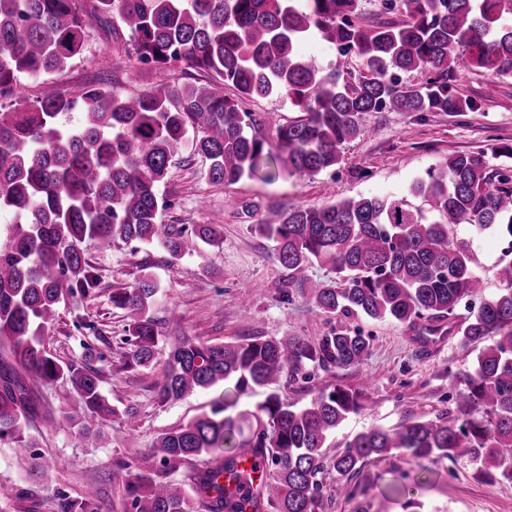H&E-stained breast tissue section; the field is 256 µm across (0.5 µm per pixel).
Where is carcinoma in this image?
<instances>
[{
	"label": "carcinoma",
	"instance_id": "1",
	"mask_svg": "<svg viewBox=\"0 0 512 512\" xmlns=\"http://www.w3.org/2000/svg\"><path fill=\"white\" fill-rule=\"evenodd\" d=\"M363 0H95L92 17L104 29L128 32L127 53L162 74L176 63L212 80L177 87L160 79L131 96L98 81L73 96L48 93L33 103L16 99L23 76L62 71L83 58L88 24L79 0H0V440L39 415L31 383L64 379L79 408L62 422L87 441L102 437L112 418H126L100 390L90 365L95 347L82 343L77 360L62 361L41 341L58 310L97 287L81 245L103 251L118 242L157 246L170 262L182 258L184 229L163 224L170 161L187 138L209 161V178L232 185L244 177L273 181L285 172L311 179L341 163L343 146L361 136L365 112H445L474 108L458 93L465 65L497 78L512 77V0H383L401 18L368 21ZM318 36L357 65L325 71L298 53ZM419 73L418 84L400 79ZM235 96L224 95V86ZM283 96L302 113L278 129L277 150L257 136L243 102ZM410 193L437 218L403 196H361L327 208L272 210L257 225L275 242L288 272L285 289L319 313L336 317L317 339L251 336L208 344L181 336L171 345L159 398L177 401L200 389L233 383L210 413L158 436L148 451L115 463L132 512H323L324 474L336 471L333 496L369 512L349 481L395 452L435 463L464 459L485 483H512V169L459 153L426 170ZM467 225L502 244L492 269L499 292L471 309L456 335L476 351L454 388V417L407 420L353 436L327 460L329 437L367 408L363 391L343 385L318 391L303 406L280 393L308 368L342 371L361 366L370 337L353 321L391 320L443 333L462 302L482 282L470 243L453 234ZM208 245L217 225L196 224ZM336 273L311 285L313 262ZM158 283L148 268L112 291L125 312L129 345L123 368L149 366L159 342L151 309ZM267 389L255 412L236 410L237 398ZM190 490L172 479L192 462ZM253 459L250 470L244 461ZM54 512H105L98 497L62 490Z\"/></svg>",
	"mask_w": 512,
	"mask_h": 512
}]
</instances>
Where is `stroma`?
I'll return each instance as SVG.
<instances>
[{"label":"stroma","mask_w":512,"mask_h":512,"mask_svg":"<svg viewBox=\"0 0 512 512\" xmlns=\"http://www.w3.org/2000/svg\"><path fill=\"white\" fill-rule=\"evenodd\" d=\"M88 34L82 62L57 74L22 77L21 98L31 103L49 92L73 94L98 77L125 96L155 80L153 71L127 56L122 38L95 25ZM457 88L474 101V110L454 117L444 112L365 113V132L345 146L341 163L311 180L288 177L263 182L246 177L225 186L210 180L205 158L194 152L191 143H184L171 162L164 188L169 206L162 220L190 227L219 219L222 242L209 246L188 237L187 251L172 264L159 248L135 242H121L107 251L85 245L98 286L91 297L61 310L45 332V346L64 361L81 357L82 325L93 324L92 363L103 395L120 415L92 444L75 429L53 431L38 419L23 426L20 441H0V486L12 490L11 512H50L48 502L59 489L102 498L107 512H126L112 474L115 462L136 457L162 432L210 412L220 395L213 388L178 401L159 399L173 337L217 344L241 336L316 338L331 330L335 318L311 310L299 294H284L287 272L275 258V244L255 231L269 210L291 205L328 207L359 195L405 194L428 168L458 153L479 154L489 165L512 168V79L493 84L486 73L462 68ZM251 106L260 120L257 132L271 148L277 145L279 127L299 115L287 99L277 96L256 99ZM457 235L470 241L484 273L482 296L495 294L499 284L491 269L500 257L498 238L471 234L463 225ZM145 261L151 262L159 284L152 313L161 337L149 367L126 371L122 368L126 319L122 310L113 307L111 295L113 289L132 284ZM357 324L373 337L367 361L341 373L308 369L294 395L303 405L318 389L336 383L365 392L369 408L351 416L330 438L327 452L332 456L370 427H390L410 417L430 419L453 410L452 382L475 357L472 348L462 345L452 332L424 341L416 330L397 322L361 318ZM126 409L133 410L132 419H124ZM34 448L59 462L43 481L28 475ZM423 471L408 457H392L367 467L355 492L367 499L370 512H512V483L481 482L466 461L444 459L432 464L427 470L431 483L420 486L411 500L396 501L384 492L389 480L404 476L412 482Z\"/></svg>","instance_id":"obj_1"}]
</instances>
